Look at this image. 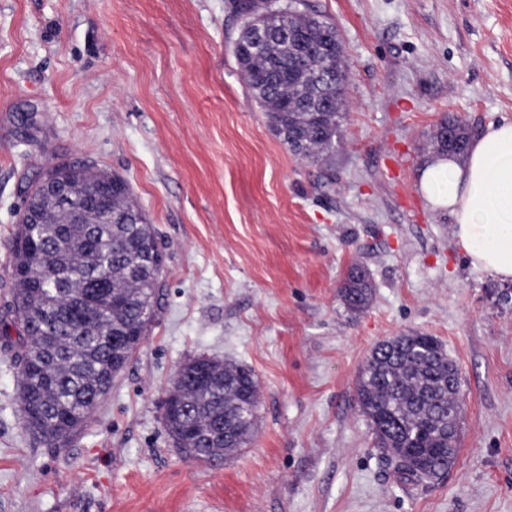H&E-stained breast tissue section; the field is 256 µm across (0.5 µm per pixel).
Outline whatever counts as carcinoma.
<instances>
[{"label":"carcinoma","mask_w":512,"mask_h":512,"mask_svg":"<svg viewBox=\"0 0 512 512\" xmlns=\"http://www.w3.org/2000/svg\"><path fill=\"white\" fill-rule=\"evenodd\" d=\"M243 25L234 55L249 93L267 112L276 134L296 155L313 161L329 151L348 75L341 43L324 41L331 22L309 11L302 0L272 6L270 0H236ZM268 14L276 26L295 31L309 56L328 59L334 82L318 72H292L288 43L267 40L245 50L256 18ZM453 125L448 140L437 136L439 154H461L470 139L465 123ZM70 175L84 217L79 223L61 199H28L37 223L17 225L9 269L13 278L8 312L0 317V340L17 347L23 425L49 448L64 446L89 423L112 388L113 367L136 351L139 318L155 311L157 286L147 266L158 234L131 199L123 179L87 162H61L43 176ZM355 313L372 301V284L360 267L349 270L340 291ZM209 383L185 375L162 416L175 447L198 463L222 460L246 442L254 426L258 393L251 371L208 358ZM358 402L375 436V447L398 471L417 479L439 477L457 455L456 435H448V411L455 408L448 383V354L432 336H398L376 346L363 365Z\"/></svg>","instance_id":"1"}]
</instances>
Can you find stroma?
<instances>
[{"label": "stroma", "instance_id": "1", "mask_svg": "<svg viewBox=\"0 0 512 512\" xmlns=\"http://www.w3.org/2000/svg\"><path fill=\"white\" fill-rule=\"evenodd\" d=\"M349 82L332 153L294 155L233 52L234 0H0V306L9 243L47 166L121 176L163 247L155 319L88 426L36 445L0 344V512H512V301L472 266L420 173L443 118L512 121V0H307ZM373 287L350 312L351 266ZM436 338L461 378L457 459L404 479L361 414L359 371ZM206 354L258 384L248 444L186 459L162 423Z\"/></svg>", "mask_w": 512, "mask_h": 512}]
</instances>
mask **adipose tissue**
Masks as SVG:
<instances>
[{
  "label": "adipose tissue",
  "mask_w": 512,
  "mask_h": 512,
  "mask_svg": "<svg viewBox=\"0 0 512 512\" xmlns=\"http://www.w3.org/2000/svg\"><path fill=\"white\" fill-rule=\"evenodd\" d=\"M430 202L447 210L471 264L512 281V122L487 126L464 160L433 157L421 172Z\"/></svg>",
  "instance_id": "adipose-tissue-1"
}]
</instances>
